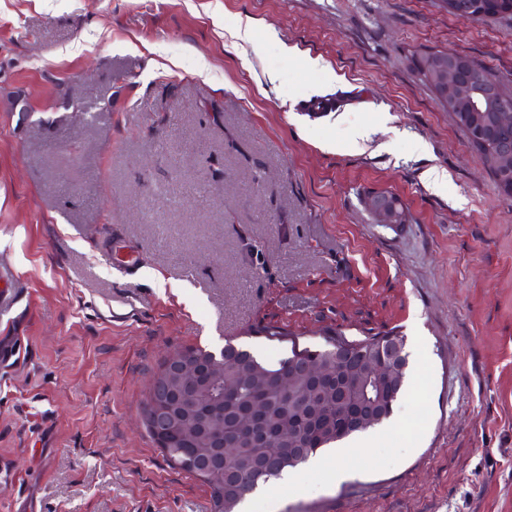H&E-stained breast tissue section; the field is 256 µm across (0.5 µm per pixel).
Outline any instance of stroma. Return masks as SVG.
<instances>
[{"instance_id":"35a3bbf8","label":"stroma","mask_w":512,"mask_h":512,"mask_svg":"<svg viewBox=\"0 0 512 512\" xmlns=\"http://www.w3.org/2000/svg\"><path fill=\"white\" fill-rule=\"evenodd\" d=\"M418 48L512 87V19L436 0H0V512H211L146 430L149 386L185 348L284 356L267 324L396 332L409 378L373 447L250 512H512V197ZM374 190L411 222L374 223Z\"/></svg>"}]
</instances>
